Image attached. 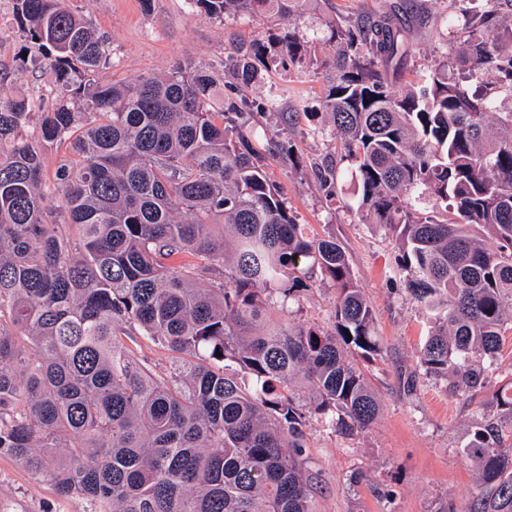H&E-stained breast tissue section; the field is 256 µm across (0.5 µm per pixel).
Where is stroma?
I'll use <instances>...</instances> for the list:
<instances>
[{
  "instance_id": "stroma-1",
  "label": "stroma",
  "mask_w": 512,
  "mask_h": 512,
  "mask_svg": "<svg viewBox=\"0 0 512 512\" xmlns=\"http://www.w3.org/2000/svg\"><path fill=\"white\" fill-rule=\"evenodd\" d=\"M432 14L430 26L413 35L412 69L426 72L435 61L454 56L446 39L449 0H422ZM383 0H316L297 19L228 15L205 16L192 0H71L73 10L110 44L111 59L101 80L160 74L183 62L202 63L223 74L239 43L268 40L294 28L312 42L309 55L293 64L261 72L245 88L248 99L279 94L277 111L248 121L259 146L273 141L281 151L266 156V171L282 189L297 223L309 235L341 242L353 275L374 313V332L384 346L380 356L356 358L357 368L374 386L381 410L368 431L336 435L315 411L314 393L295 385L303 406L308 448L305 468L313 476L312 512H467L486 486L464 448L475 427L486 421L508 424L512 417L492 400L512 383V337L505 340L497 368L484 389L470 397L453 393L448 381L420 376L416 389L398 387L401 370L418 363L430 314L409 293L397 269V244L390 231L361 220L353 206L362 187L351 175L322 186L312 168L335 156L331 125L306 111L322 96L334 70L326 23L335 15L354 18L381 8ZM14 0H0V94H47L50 84L38 60L22 62L23 33L13 20ZM336 290L313 280L295 296L275 291L268 314L290 327L334 328ZM0 512H91L80 496H60L54 485L36 476L0 450Z\"/></svg>"
}]
</instances>
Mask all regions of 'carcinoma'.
Here are the masks:
<instances>
[{
	"mask_svg": "<svg viewBox=\"0 0 512 512\" xmlns=\"http://www.w3.org/2000/svg\"><path fill=\"white\" fill-rule=\"evenodd\" d=\"M192 2L210 18H297L312 0ZM451 2L456 56L415 81L411 32L431 16L413 0L328 21L336 79L319 107L361 217L395 233L398 270L433 313L420 366L464 394L512 335V0ZM14 4L54 99L0 95V448L94 512H311L289 386L313 390L335 434L366 431L380 403L349 353L382 347L345 249L296 223L238 122L279 106L238 87L309 41L243 44L222 79L179 64L103 82L107 42L70 0ZM44 142L68 153L49 180ZM415 191L431 211L408 204ZM316 277L337 289L334 333L271 325L266 292ZM129 334L170 351L172 372L134 358ZM465 455L489 488L469 512H512L503 428L478 427Z\"/></svg>",
	"mask_w": 512,
	"mask_h": 512,
	"instance_id": "carcinoma-1",
	"label": "carcinoma"
}]
</instances>
